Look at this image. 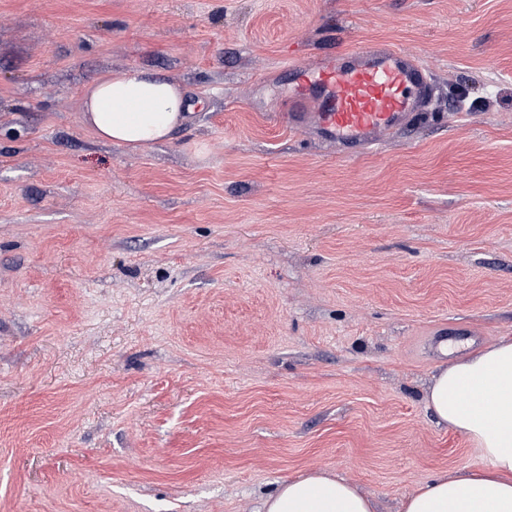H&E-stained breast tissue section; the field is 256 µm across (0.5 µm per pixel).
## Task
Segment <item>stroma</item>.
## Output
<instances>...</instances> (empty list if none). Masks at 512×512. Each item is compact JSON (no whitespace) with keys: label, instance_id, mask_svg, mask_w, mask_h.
Returning a JSON list of instances; mask_svg holds the SVG:
<instances>
[{"label":"stroma","instance_id":"stroma-1","mask_svg":"<svg viewBox=\"0 0 512 512\" xmlns=\"http://www.w3.org/2000/svg\"><path fill=\"white\" fill-rule=\"evenodd\" d=\"M385 41L426 111L363 154L272 113ZM138 67L193 105L81 121ZM512 338V0H0V512H258L324 471L398 512L480 468L426 403ZM82 120L95 138L131 152L170 140L192 105L165 76L139 68L106 73L83 94Z\"/></svg>","mask_w":512,"mask_h":512}]
</instances>
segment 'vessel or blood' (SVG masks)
Here are the masks:
<instances>
[{"label":"vessel or blood","mask_w":512,"mask_h":512,"mask_svg":"<svg viewBox=\"0 0 512 512\" xmlns=\"http://www.w3.org/2000/svg\"><path fill=\"white\" fill-rule=\"evenodd\" d=\"M430 99L423 59L385 43H362L308 67L288 100V121L361 152L405 127Z\"/></svg>","instance_id":"vessel-or-blood-1"}]
</instances>
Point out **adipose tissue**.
I'll return each instance as SVG.
<instances>
[{
	"label": "adipose tissue",
	"mask_w": 512,
	"mask_h": 512,
	"mask_svg": "<svg viewBox=\"0 0 512 512\" xmlns=\"http://www.w3.org/2000/svg\"><path fill=\"white\" fill-rule=\"evenodd\" d=\"M192 110L184 90L139 68L107 73L83 94L82 120L95 138L136 152L169 141ZM426 403L440 423L478 448L484 465L420 485L401 512H512V339L441 367ZM354 486L317 471L280 482L262 512H375Z\"/></svg>",
	"instance_id": "obj_1"
}]
</instances>
